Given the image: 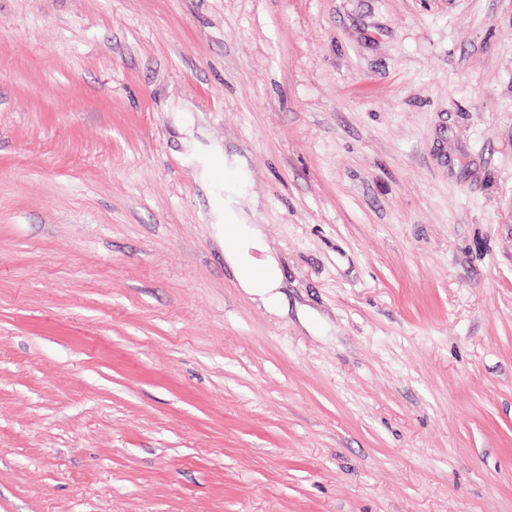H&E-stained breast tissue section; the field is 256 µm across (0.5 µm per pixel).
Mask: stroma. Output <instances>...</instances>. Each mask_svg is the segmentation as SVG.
Here are the masks:
<instances>
[{
    "label": "stroma",
    "instance_id": "35a3bbf8",
    "mask_svg": "<svg viewBox=\"0 0 512 512\" xmlns=\"http://www.w3.org/2000/svg\"><path fill=\"white\" fill-rule=\"evenodd\" d=\"M0 512H512V0H0ZM254 225L224 213L223 237L228 245L224 260L235 270L240 288L271 300L275 297L274 290L279 287V269L273 258L257 262L251 255V250L262 247L260 232Z\"/></svg>",
    "mask_w": 512,
    "mask_h": 512
}]
</instances>
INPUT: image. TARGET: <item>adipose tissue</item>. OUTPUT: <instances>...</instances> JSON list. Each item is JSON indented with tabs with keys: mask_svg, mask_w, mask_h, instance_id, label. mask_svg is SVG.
Returning <instances> with one entry per match:
<instances>
[{
	"mask_svg": "<svg viewBox=\"0 0 512 512\" xmlns=\"http://www.w3.org/2000/svg\"><path fill=\"white\" fill-rule=\"evenodd\" d=\"M223 237L226 243L224 258L235 270L239 287L251 293L272 296L280 283L279 269L274 259L255 260L253 252L261 247L257 226L228 214L224 217Z\"/></svg>",
	"mask_w": 512,
	"mask_h": 512,
	"instance_id": "1",
	"label": "adipose tissue"
}]
</instances>
